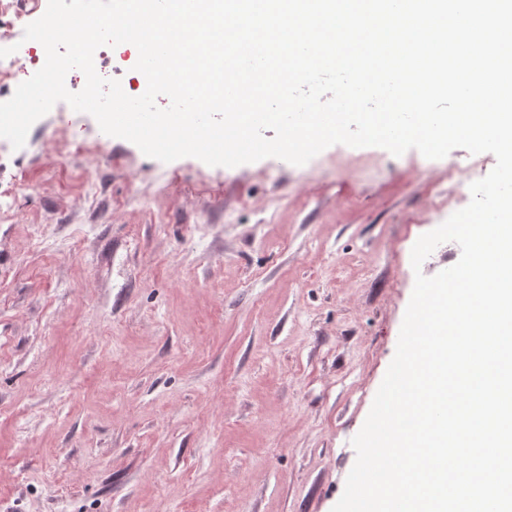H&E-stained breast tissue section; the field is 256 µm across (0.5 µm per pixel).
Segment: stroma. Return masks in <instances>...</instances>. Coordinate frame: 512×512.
I'll list each match as a JSON object with an SVG mask.
<instances>
[{"mask_svg":"<svg viewBox=\"0 0 512 512\" xmlns=\"http://www.w3.org/2000/svg\"><path fill=\"white\" fill-rule=\"evenodd\" d=\"M475 160L164 163L50 110L0 153V512H331Z\"/></svg>","mask_w":512,"mask_h":512,"instance_id":"stroma-1","label":"stroma"}]
</instances>
